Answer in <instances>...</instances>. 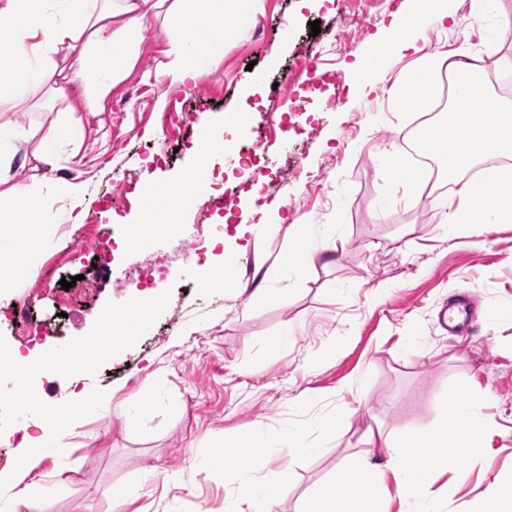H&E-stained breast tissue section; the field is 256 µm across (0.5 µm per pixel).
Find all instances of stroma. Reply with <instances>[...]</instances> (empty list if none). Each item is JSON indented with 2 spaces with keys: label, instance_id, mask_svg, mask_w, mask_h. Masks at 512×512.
Listing matches in <instances>:
<instances>
[{
  "label": "stroma",
  "instance_id": "stroma-1",
  "mask_svg": "<svg viewBox=\"0 0 512 512\" xmlns=\"http://www.w3.org/2000/svg\"><path fill=\"white\" fill-rule=\"evenodd\" d=\"M413 8L414 0H312L300 11L296 0H262L252 23L231 29L222 52L175 85L162 68L164 21L155 18L133 71L98 109L85 106L79 87L47 76L26 91L25 109L0 112V192L9 181H57L81 186L86 200L74 221L63 201L47 204L39 246L8 291L9 303L29 302L30 312L24 327L0 322V348L36 357L79 344L95 355L102 316L129 302L155 259L170 252L128 244L146 185L194 170L205 130L223 131L232 144L206 164L216 176L209 193L229 198L233 212L210 211L208 221L231 228L200 241L205 266L171 263L153 285L163 306L110 362L77 375V386L112 399L90 408L65 451L34 472L48 512H111L105 490L117 484L135 491L127 512H231L242 481L212 466L210 454L257 433L284 487L285 512H297L309 486L364 450L369 425L395 437L410 426L436 428L442 404L470 391L480 396L485 446L449 460L431 478L430 495L439 512H475L495 480L512 478V223L445 237L444 191L410 185L384 160L417 110L380 93L359 95L354 71L384 51L375 79L389 85L435 74L437 61L459 51L489 56L500 74L499 59L512 57V0H487L482 26L425 30L417 52L383 50ZM340 33L341 50L309 63L310 51ZM339 78L348 88L341 99ZM279 84L304 101L302 117L289 115ZM53 122L63 131L46 164L34 153L39 128ZM258 140L288 216L261 231V209L245 189L250 164L234 152ZM118 179L132 180L134 191L120 194ZM376 207L384 222L372 221ZM298 225L321 255L292 270L285 255ZM228 258L239 261V279L207 285ZM64 277L73 287L59 288ZM48 282L58 286L51 297L40 293ZM268 288L276 300H267ZM460 293L476 305L477 335L451 336L437 324L439 308ZM332 413L349 424L319 438L314 453L285 447L289 432L312 431Z\"/></svg>",
  "mask_w": 512,
  "mask_h": 512
}]
</instances>
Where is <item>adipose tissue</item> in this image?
<instances>
[{"instance_id": "ef3b65f1", "label": "adipose tissue", "mask_w": 512, "mask_h": 512, "mask_svg": "<svg viewBox=\"0 0 512 512\" xmlns=\"http://www.w3.org/2000/svg\"><path fill=\"white\" fill-rule=\"evenodd\" d=\"M260 7L261 0H74L59 20L48 13L46 0H0V43L11 50L12 73L11 82L0 86V110L20 108L17 89L36 86L47 73L84 88L92 99H103L134 68L143 27L153 17L169 21L164 70L172 82H182L196 70L192 49L213 54L223 46L226 11H233L239 27L252 21ZM448 19V11L436 6L406 15L395 51H416L419 33L447 27ZM448 70L457 78L448 117L427 130L424 140L428 154L445 165L458 186L443 202L448 224L457 233L479 224L511 223L512 175L506 164L512 160V104L488 88L479 60L452 61ZM474 169L480 177L472 181L467 174ZM57 196L66 198L73 212L84 203L81 189L70 184H10L0 193V238L26 248L24 230L36 224L38 204ZM3 366L10 372L16 404L39 411L44 425L41 435L23 438L24 463L14 474L0 477V491L11 493L13 505L24 512H46L45 492L30 482V474L45 448L62 447L69 432L82 425L85 406L107 396L74 390L69 405L60 408L27 391L33 359L2 356ZM478 405L471 395L446 404L441 426L433 432L410 429L396 441L384 430L370 432L367 442L384 449L383 458L363 453L338 464L330 479L305 490L304 512H380V486L389 475L403 495L422 504L423 512H433L425 493L430 475L446 471L449 459L474 455L483 446ZM227 447L224 469L248 480L235 512H278L282 496L276 481L251 483L252 477L269 472L264 441L252 436L229 441Z\"/></svg>"}]
</instances>
